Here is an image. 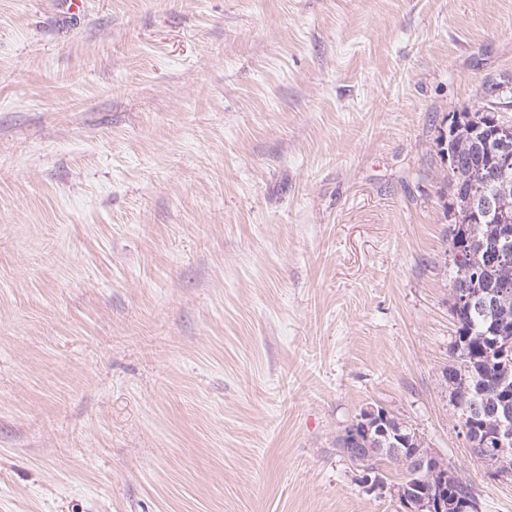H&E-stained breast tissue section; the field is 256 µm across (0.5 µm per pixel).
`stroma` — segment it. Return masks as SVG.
<instances>
[{"label":"stroma","mask_w":512,"mask_h":512,"mask_svg":"<svg viewBox=\"0 0 512 512\" xmlns=\"http://www.w3.org/2000/svg\"><path fill=\"white\" fill-rule=\"evenodd\" d=\"M491 79L512 0H0V512H397L370 405L512 512L442 375Z\"/></svg>","instance_id":"obj_1"}]
</instances>
